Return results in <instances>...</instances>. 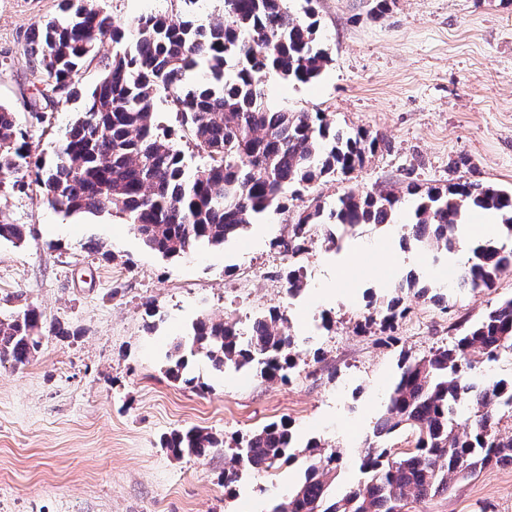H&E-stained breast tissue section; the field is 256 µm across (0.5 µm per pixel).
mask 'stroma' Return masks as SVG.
Here are the masks:
<instances>
[{
	"mask_svg": "<svg viewBox=\"0 0 512 512\" xmlns=\"http://www.w3.org/2000/svg\"><path fill=\"white\" fill-rule=\"evenodd\" d=\"M116 24L176 10L206 23L223 0H94ZM316 37L329 62L309 84L267 79L270 109L322 111L334 127L384 137L362 167L314 184L310 197L334 205L347 192L391 191L395 221L361 224L348 276L334 281L337 251L315 234L295 258L282 253L297 201L248 225L238 240L167 259L109 213L67 215L26 176L0 191V212L26 241L0 240V314L32 306L41 345L29 363L0 362V512H268L304 477L308 441L341 456L337 488L357 483L362 445L399 373V360L450 342L461 322L512 295V270L481 292L449 286L447 252L404 238L420 189L474 180L512 188V0H314ZM60 0H0V103L30 135L32 156L50 160L85 101H45L30 61L40 21ZM300 268L288 293L282 272ZM406 314L396 342L358 325L407 276ZM446 294L447 309L417 296ZM330 299H323V291ZM276 311L297 347L288 383L257 369L215 371L204 352L188 358L189 387L166 373L173 343L198 319L231 318L248 328ZM286 421L293 458L228 484L234 440ZM197 426L215 436L208 455L174 457L162 440ZM448 492L411 512H512V466L451 478Z\"/></svg>",
	"mask_w": 512,
	"mask_h": 512,
	"instance_id": "obj_1",
	"label": "stroma"
}]
</instances>
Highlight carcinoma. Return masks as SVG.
Listing matches in <instances>:
<instances>
[{
    "mask_svg": "<svg viewBox=\"0 0 512 512\" xmlns=\"http://www.w3.org/2000/svg\"><path fill=\"white\" fill-rule=\"evenodd\" d=\"M288 0H224V19L200 24L183 14L139 18L130 32L94 7L92 0H61V13L34 30L30 54L49 98L76 94L83 62L100 58L102 78L86 97L84 115L66 132L50 163L27 161L28 132L15 113L0 105V188L31 169L50 206L64 214L109 212L130 224L149 249L182 257L199 245L223 246L252 221L286 200H300L315 181L346 175L361 166L382 139L367 132L334 129L323 112L273 111L264 101L261 78L276 75L308 83L329 62L310 21L296 17ZM112 38V51L102 37ZM203 68L209 80L197 83ZM164 99L190 130L204 165L191 171L172 133L156 120ZM420 194L407 238L421 247L448 250L462 210H496L512 236V190L460 180ZM399 202L393 192H352L327 209L313 198L299 209L283 252L295 256L312 232L341 248L333 228L389 224ZM0 239L22 245L26 229L0 214ZM512 267V249L491 243L472 251L458 287L491 289ZM405 308L402 290L375 308L365 323L390 332ZM276 312L256 320L246 334L229 321L200 320L188 342L176 345L167 373L182 378L185 351L204 349L214 369L254 363L270 380H288L294 340ZM41 314L28 307L0 319V362L25 365L40 346ZM494 360L512 351V296L450 343L419 358L402 357L400 377L385 410L366 439L361 469L366 480L336 497V452L308 444L311 462L286 503L270 512H406L409 500L448 491V477L469 478L490 465H512V436H502L497 415L512 414V383L479 388L468 382L472 352ZM469 410L467 432L456 418ZM406 431L413 448L401 455L389 439ZM221 445L200 429L176 432L166 447L175 456H204ZM293 447L287 425L269 424L236 444L233 462L254 472L269 469Z\"/></svg>",
    "mask_w": 512,
    "mask_h": 512,
    "instance_id": "1",
    "label": "carcinoma"
}]
</instances>
